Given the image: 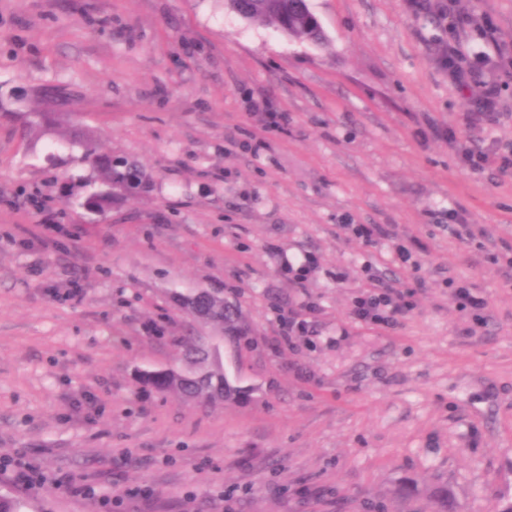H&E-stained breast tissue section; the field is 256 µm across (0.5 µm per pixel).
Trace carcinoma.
<instances>
[{
  "mask_svg": "<svg viewBox=\"0 0 512 512\" xmlns=\"http://www.w3.org/2000/svg\"><path fill=\"white\" fill-rule=\"evenodd\" d=\"M228 8L241 18L274 28L281 34L318 44L323 38L322 27L311 18L305 0H227ZM70 93L56 85L41 93L37 102H27L13 93H0V112L20 121L24 138L57 134L72 145L85 148L84 157L99 174L98 187L79 196L75 190L65 200L80 199V205L103 211L112 202L114 190L132 180L136 186L144 182L140 166L127 159L112 160V155L98 150L88 138H83L74 125L58 131L55 120L63 118L59 109L66 105ZM184 308L195 313V319L219 330L217 336H202L187 331L178 342L174 364L140 373L143 386L162 394H176L186 401L212 405L234 398L236 385L224 368V337L241 330L236 303L224 298L219 291L200 289L184 296Z\"/></svg>",
  "mask_w": 512,
  "mask_h": 512,
  "instance_id": "carcinoma-1",
  "label": "carcinoma"
}]
</instances>
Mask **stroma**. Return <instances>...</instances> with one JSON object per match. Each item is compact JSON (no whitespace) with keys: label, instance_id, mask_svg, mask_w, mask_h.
Instances as JSON below:
<instances>
[{"label":"stroma","instance_id":"obj_1","mask_svg":"<svg viewBox=\"0 0 512 512\" xmlns=\"http://www.w3.org/2000/svg\"><path fill=\"white\" fill-rule=\"evenodd\" d=\"M308 4L323 44L224 0H0V83L67 86L69 121L146 173L87 211L59 192L96 180L83 148L0 118V462L46 477L28 491L0 470V494L27 512H100L102 495L112 512H425L441 487L457 512L512 503V81L494 125H467L448 33L412 0ZM455 5L512 54V0ZM269 112L288 122L257 142ZM462 142L489 152L481 172ZM309 256L301 288L288 267ZM373 274L415 293L396 330L349 317ZM452 278L486 298L483 327ZM195 289L247 327L224 340L244 394L213 407L136 380L170 363ZM307 300L287 343L279 318Z\"/></svg>","mask_w":512,"mask_h":512}]
</instances>
